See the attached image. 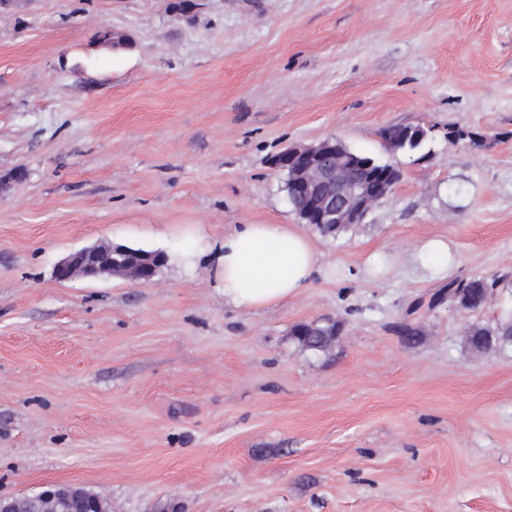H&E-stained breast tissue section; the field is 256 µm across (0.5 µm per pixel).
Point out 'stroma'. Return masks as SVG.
<instances>
[{"mask_svg": "<svg viewBox=\"0 0 512 512\" xmlns=\"http://www.w3.org/2000/svg\"><path fill=\"white\" fill-rule=\"evenodd\" d=\"M327 138L401 173L336 237L271 166ZM238 224L300 225L331 276L225 304ZM437 236L445 282L415 256ZM100 242L171 259L53 279ZM472 275L492 288L464 310ZM511 317L512 0H0V496L512 512V345L466 336ZM452 287L463 288L457 289V294L454 296L455 302L463 309H476L480 307L489 295V285L481 277L474 276L467 280L448 284V288ZM305 331H311V332H318L320 335L323 336H307L303 337L302 335L298 334L300 332ZM327 331H330L329 335L325 336ZM335 326H329V327H316L312 328L310 326H303L302 328L294 329V336L297 337L298 341L303 344L304 346L314 349V350H323L327 348L333 339L334 336H336Z\"/></svg>", "mask_w": 512, "mask_h": 512, "instance_id": "obj_1", "label": "stroma"}]
</instances>
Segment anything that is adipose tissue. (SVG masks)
Listing matches in <instances>:
<instances>
[{
	"mask_svg": "<svg viewBox=\"0 0 512 512\" xmlns=\"http://www.w3.org/2000/svg\"><path fill=\"white\" fill-rule=\"evenodd\" d=\"M224 301L260 310L299 294L322 266L310 240L290 224H240L226 233Z\"/></svg>",
	"mask_w": 512,
	"mask_h": 512,
	"instance_id": "obj_1",
	"label": "adipose tissue"
}]
</instances>
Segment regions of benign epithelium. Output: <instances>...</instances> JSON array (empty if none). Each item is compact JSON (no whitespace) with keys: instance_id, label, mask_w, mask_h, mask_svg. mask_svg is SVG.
<instances>
[{"instance_id":"7a95c632","label":"benign epithelium","mask_w":512,"mask_h":512,"mask_svg":"<svg viewBox=\"0 0 512 512\" xmlns=\"http://www.w3.org/2000/svg\"><path fill=\"white\" fill-rule=\"evenodd\" d=\"M297 185L302 201L297 214L305 224L336 229L338 224H358L371 208L363 190L368 181L379 182L377 199L392 192L400 173L389 168L361 164L354 155L337 151L326 139L306 146H291L271 162ZM169 261L162 250L137 251L124 245L98 243L76 250L58 261L53 277L59 282L77 278L118 276L134 283L149 282Z\"/></svg>"}]
</instances>
